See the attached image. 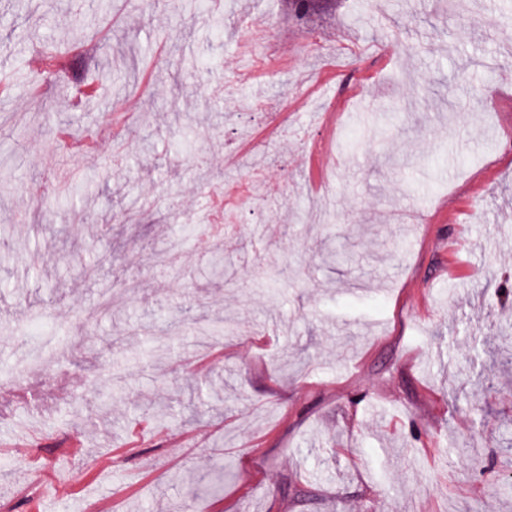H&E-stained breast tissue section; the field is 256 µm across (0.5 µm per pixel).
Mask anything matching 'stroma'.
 <instances>
[{
	"mask_svg": "<svg viewBox=\"0 0 512 512\" xmlns=\"http://www.w3.org/2000/svg\"><path fill=\"white\" fill-rule=\"evenodd\" d=\"M0 176L18 512H512V0H0ZM172 483L188 490L192 497L204 495L217 498L224 493V466L209 471L186 470L172 478ZM70 487L71 482L68 475L60 473L53 474L48 484H43V480L41 478H37L35 483L30 487L31 492L29 497L34 501L39 500L46 495H53L54 497L62 498L68 496Z\"/></svg>",
	"mask_w": 512,
	"mask_h": 512,
	"instance_id": "obj_1",
	"label": "stroma"
}]
</instances>
